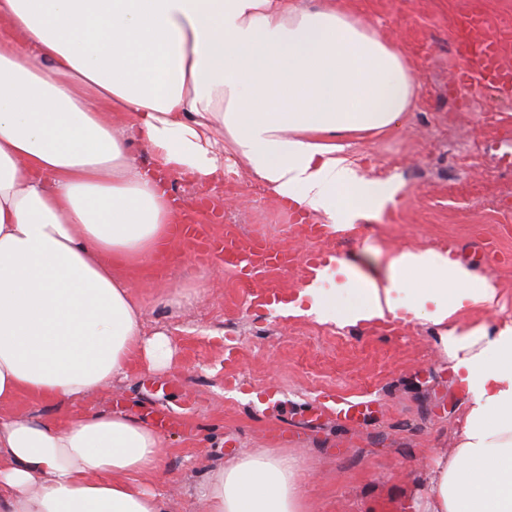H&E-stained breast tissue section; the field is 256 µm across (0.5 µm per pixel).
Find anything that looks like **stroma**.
I'll return each mask as SVG.
<instances>
[{"label": "stroma", "mask_w": 512, "mask_h": 512, "mask_svg": "<svg viewBox=\"0 0 512 512\" xmlns=\"http://www.w3.org/2000/svg\"><path fill=\"white\" fill-rule=\"evenodd\" d=\"M476 2L490 19L512 18V0H346L398 43L421 86L398 127L345 140L359 176L400 187L381 216L360 219L350 234L305 240L290 230L282 199L239 163L214 194L223 204L220 224L209 209L190 206L184 179L169 177L189 223L208 225L217 237L258 232L299 256L323 248L352 274L373 279L386 277L394 255L453 242L456 259L498 285L494 307L472 308L464 322L490 327L512 314V99L489 91L461 97L452 86L460 62L451 21ZM491 239L503 256L488 269L472 256ZM140 295L144 334H167L171 367L153 369L136 356L113 387L69 404L24 400L20 409L60 420L121 411L149 425L166 413L164 466L150 486L172 512H199L197 487L251 448L294 457L315 476L312 512H397L403 491L423 490L419 460L455 444L471 393L440 347L442 327L338 326L254 306L233 270L204 271L188 253L154 268ZM324 391L351 399L371 393L380 406L358 425L329 417L315 423L309 407Z\"/></svg>", "instance_id": "obj_1"}]
</instances>
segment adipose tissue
I'll use <instances>...</instances> for the list:
<instances>
[{
    "label": "adipose tissue",
    "instance_id": "ef3b65f1",
    "mask_svg": "<svg viewBox=\"0 0 512 512\" xmlns=\"http://www.w3.org/2000/svg\"><path fill=\"white\" fill-rule=\"evenodd\" d=\"M420 92L400 49L341 0H0V405L76 402L134 354L137 288L179 217L156 171L222 183L233 154L277 196L352 222L392 187L360 178L342 138L383 131ZM147 147L141 165L131 139ZM361 319L446 325L472 400L400 512H512V320L458 322L496 288L448 253L406 251L354 281ZM163 439L123 412L0 416V512H169L146 478ZM203 512H311L287 457L245 451L198 491Z\"/></svg>",
    "mask_w": 512,
    "mask_h": 512
}]
</instances>
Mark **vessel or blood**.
I'll use <instances>...</instances> for the list:
<instances>
[{
	"label": "vessel or blood",
	"mask_w": 512,
	"mask_h": 512,
	"mask_svg": "<svg viewBox=\"0 0 512 512\" xmlns=\"http://www.w3.org/2000/svg\"><path fill=\"white\" fill-rule=\"evenodd\" d=\"M485 25L483 15L476 12L454 23L455 52L464 63L455 87L459 90L477 87L511 97L512 61L503 58L502 45L512 39V29L503 28L500 38L487 39L481 35ZM291 216L305 239H327L335 233L333 225L316 223L303 208H292ZM175 235L189 245L198 259H218L232 268L247 286L253 283L258 269L287 270L298 264L306 272L307 284L314 285L333 264L331 254L319 250L310 252L304 260H296L290 252L272 246L260 234L247 237L228 234L217 240L208 236L204 225L179 224ZM378 405V399L370 394L354 401L328 394L315 401L312 409L315 418L333 415L337 420L354 424L372 414Z\"/></svg>",
	"instance_id": "1"
}]
</instances>
